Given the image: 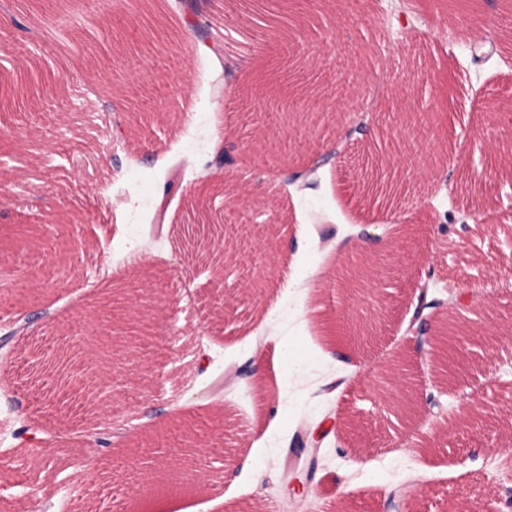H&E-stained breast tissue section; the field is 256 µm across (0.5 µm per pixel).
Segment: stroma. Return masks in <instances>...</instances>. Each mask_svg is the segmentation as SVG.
<instances>
[{"label":"stroma","mask_w":512,"mask_h":512,"mask_svg":"<svg viewBox=\"0 0 512 512\" xmlns=\"http://www.w3.org/2000/svg\"><path fill=\"white\" fill-rule=\"evenodd\" d=\"M195 2L70 0L50 15L57 53L12 26L21 0L0 9V86L46 83L0 106V324L38 318L36 343L0 348V512H512V182L490 158L512 147V35L493 25L512 0ZM225 145L253 195L209 202L237 248L219 277L183 227ZM311 164L315 186L286 181ZM357 249L393 257L376 279L388 318L336 341L353 302L328 272ZM426 279L429 328H471L453 380L407 339ZM148 306L152 339L113 348L96 405L78 364L49 408L58 343ZM404 350L401 421L373 373ZM301 424L325 460L297 508L282 474ZM24 425L41 447L14 438ZM204 432L201 488L150 493L151 469L177 470L174 449Z\"/></svg>","instance_id":"obj_1"}]
</instances>
